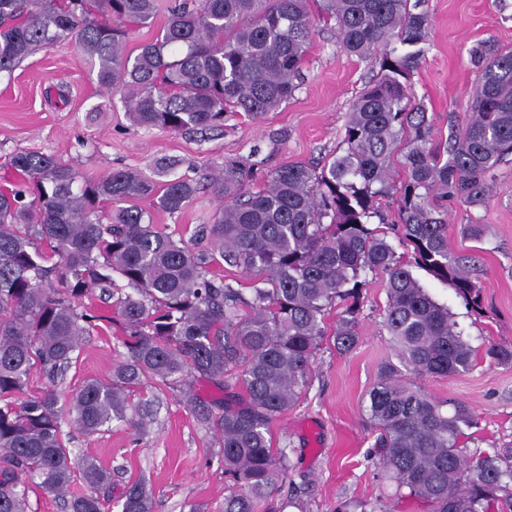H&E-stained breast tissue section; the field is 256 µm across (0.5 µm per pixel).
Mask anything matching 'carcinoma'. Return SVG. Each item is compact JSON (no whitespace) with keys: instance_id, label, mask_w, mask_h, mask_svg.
Listing matches in <instances>:
<instances>
[{"instance_id":"1","label":"carcinoma","mask_w":512,"mask_h":512,"mask_svg":"<svg viewBox=\"0 0 512 512\" xmlns=\"http://www.w3.org/2000/svg\"><path fill=\"white\" fill-rule=\"evenodd\" d=\"M410 0H173L157 38L126 44L149 27L156 0H0V75L30 55L73 41L98 62L97 83L121 95L146 129L187 133L238 112L260 120L296 91L320 21L339 47L378 67L348 112L342 146L323 165L285 162L254 188V164H213L207 188L221 207L195 250L153 223L149 208L184 211L200 190L186 175L157 182L129 170L87 177L51 155L17 150L23 177L0 191V512H29L34 484L65 497L80 478L89 492L68 512H103L111 473L67 447L68 417L92 434L114 421L143 429L129 393L150 381L180 387L198 420L213 426L228 479L224 512H282L277 484L291 468L271 425L301 398L324 340L346 353L359 340L366 280L383 276V326L399 364L386 362L369 395L378 431L369 457L396 499L423 512H512V450L460 447L478 425L467 404L437 400L412 378L474 367L476 350L448 307L420 285L427 271L482 310L480 286L448 251V206L485 205L498 164L512 154V51L473 50V119L441 142L411 77L431 36L429 15ZM32 200L25 201L26 196ZM396 204L390 223L380 205ZM376 218L386 229L370 227ZM392 233L410 248L397 254ZM224 260L252 280L250 295L209 276ZM132 292L116 301L127 357L107 380H89L59 406L55 388L26 394L38 369H67L102 316L85 304L113 295L114 275ZM336 312L333 327L327 316ZM485 354L512 362V346ZM203 379L224 396L190 395ZM153 490L128 484L121 512H153ZM336 512H386L380 500L344 501Z\"/></svg>"}]
</instances>
